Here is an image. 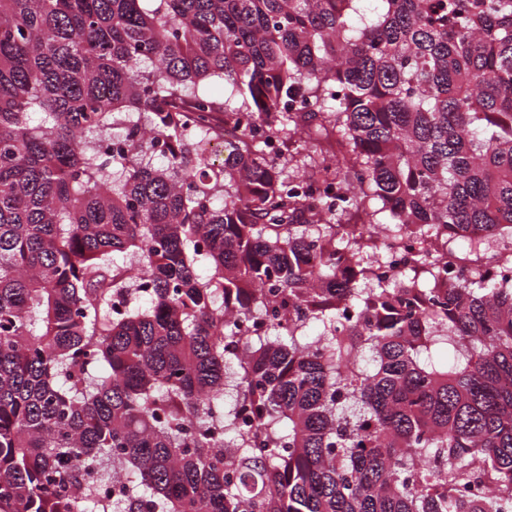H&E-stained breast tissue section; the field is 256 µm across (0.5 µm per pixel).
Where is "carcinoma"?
I'll use <instances>...</instances> for the list:
<instances>
[{
  "label": "carcinoma",
  "instance_id": "obj_1",
  "mask_svg": "<svg viewBox=\"0 0 512 512\" xmlns=\"http://www.w3.org/2000/svg\"><path fill=\"white\" fill-rule=\"evenodd\" d=\"M366 2L0 0V512H512V0Z\"/></svg>",
  "mask_w": 512,
  "mask_h": 512
}]
</instances>
